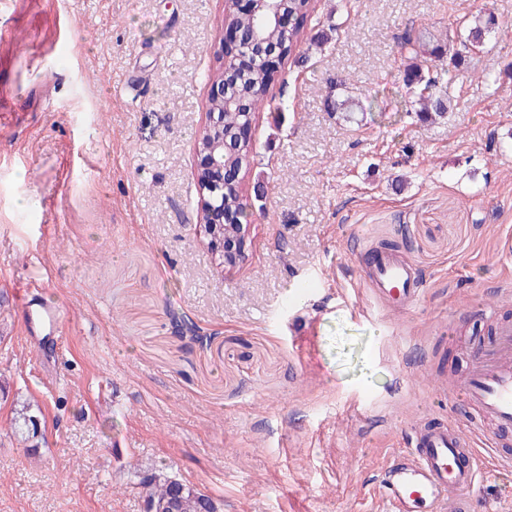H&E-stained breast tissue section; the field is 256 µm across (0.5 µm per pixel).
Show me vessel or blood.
<instances>
[{
	"mask_svg": "<svg viewBox=\"0 0 512 512\" xmlns=\"http://www.w3.org/2000/svg\"><path fill=\"white\" fill-rule=\"evenodd\" d=\"M362 272L390 309H408L423 292L416 267L386 250L368 253ZM455 390L488 420L493 437L512 432V321L497 322ZM486 469L473 430L428 422L414 428L409 450L389 462L383 487L393 512H441L448 500L456 512H474L470 492Z\"/></svg>",
	"mask_w": 512,
	"mask_h": 512,
	"instance_id": "vessel-or-blood-1",
	"label": "vessel or blood"
}]
</instances>
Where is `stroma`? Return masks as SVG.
I'll list each match as a JSON object with an SVG mask.
<instances>
[{"mask_svg": "<svg viewBox=\"0 0 512 512\" xmlns=\"http://www.w3.org/2000/svg\"><path fill=\"white\" fill-rule=\"evenodd\" d=\"M484 8L495 37L421 123L401 34L452 40ZM225 51L224 0H0V512H144L151 469L221 512H391L383 468L424 419L512 456L443 392L512 320V0H314L248 131L230 275L193 151ZM381 240L424 284L402 313L361 271ZM473 496L512 512V467ZM36 408L30 401H19L13 409L14 430L28 441L38 437L39 419Z\"/></svg>", "mask_w": 512, "mask_h": 512, "instance_id": "stroma-1", "label": "stroma"}]
</instances>
